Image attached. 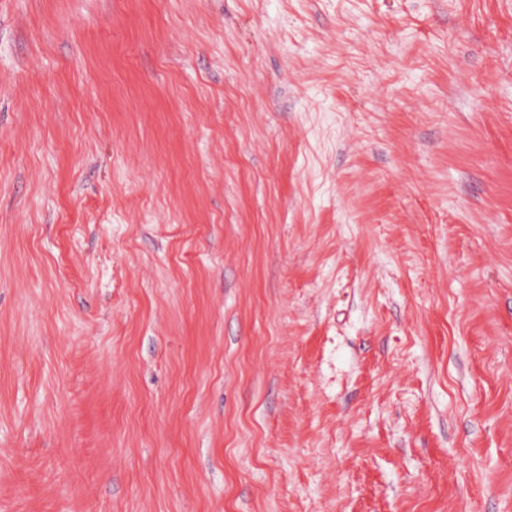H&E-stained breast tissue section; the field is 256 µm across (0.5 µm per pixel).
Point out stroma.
<instances>
[{"mask_svg":"<svg viewBox=\"0 0 512 512\" xmlns=\"http://www.w3.org/2000/svg\"><path fill=\"white\" fill-rule=\"evenodd\" d=\"M0 512H512V0H0Z\"/></svg>","mask_w":512,"mask_h":512,"instance_id":"obj_1","label":"stroma"}]
</instances>
